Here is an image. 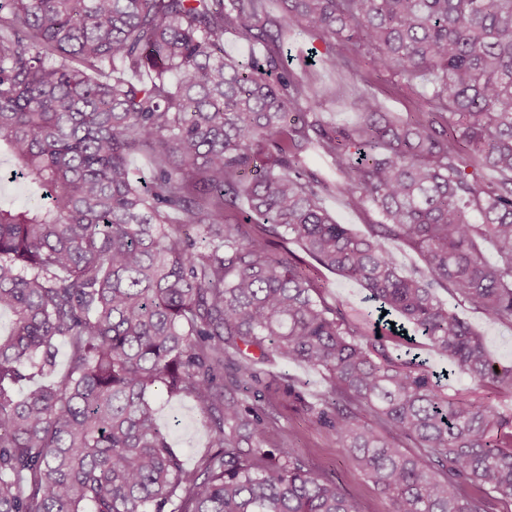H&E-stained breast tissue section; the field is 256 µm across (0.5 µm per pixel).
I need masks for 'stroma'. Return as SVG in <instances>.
Segmentation results:
<instances>
[{
	"label": "stroma",
	"instance_id": "35a3bbf8",
	"mask_svg": "<svg viewBox=\"0 0 512 512\" xmlns=\"http://www.w3.org/2000/svg\"><path fill=\"white\" fill-rule=\"evenodd\" d=\"M288 72L291 79L308 85L322 102V118L331 124H351L357 119L354 102L358 95L370 92L377 95L393 112H410L416 98L431 90L430 77L404 81L392 74L374 71L370 57L363 49H355L351 72L342 74L322 67L321 57L333 49V43L316 34L286 35ZM277 248H284L300 256L312 277L325 287L328 302L342 301L351 317L362 326H369L373 318V305L366 289L319 266L311 257L303 255L297 243L277 240ZM441 300L449 310L458 314L486 339L497 368L512 367V323L491 319L461 302L455 294L440 291ZM158 418L170 433L175 448L183 451L188 464H195L199 454L211 444L209 432L199 421L191 400L155 401ZM277 424L267 434L269 445H276L281 438H289L293 447L319 467L338 477L344 488L359 502L361 512H388L389 504L374 485L356 469L336 445V438L327 429L314 424L295 404L281 400L274 408Z\"/></svg>",
	"mask_w": 512,
	"mask_h": 512
}]
</instances>
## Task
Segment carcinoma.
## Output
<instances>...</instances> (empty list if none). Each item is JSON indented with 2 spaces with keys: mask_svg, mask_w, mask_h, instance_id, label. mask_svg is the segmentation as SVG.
<instances>
[{
  "mask_svg": "<svg viewBox=\"0 0 512 512\" xmlns=\"http://www.w3.org/2000/svg\"><path fill=\"white\" fill-rule=\"evenodd\" d=\"M270 2L0 0V156L40 190L0 201V512H361L290 442L268 446L277 394L389 512L512 504V413L402 354L409 326L452 373L512 391L437 296L512 323V0H277L279 17ZM288 28L330 39L336 72L358 46L377 71L433 74L432 91L405 113L362 93L357 122L329 124L289 77ZM226 30L266 53L225 56ZM336 192L380 220L336 223ZM275 238L367 289L390 335L328 303ZM272 357L327 389L308 400L262 369ZM159 392L191 399L211 435L193 468Z\"/></svg>",
  "mask_w": 512,
  "mask_h": 512,
  "instance_id": "cac0c4a2",
  "label": "carcinoma"
}]
</instances>
